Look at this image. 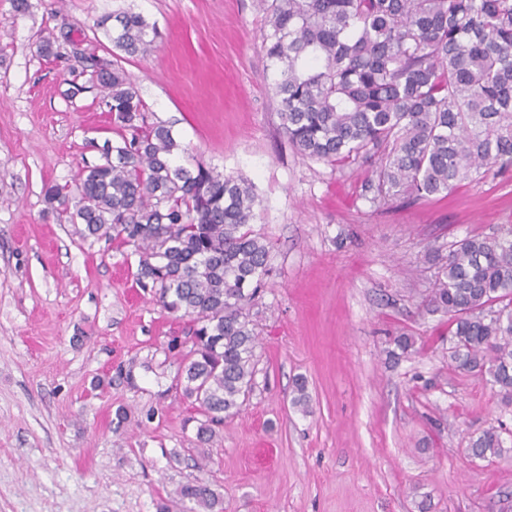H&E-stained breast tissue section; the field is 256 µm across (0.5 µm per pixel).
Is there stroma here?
<instances>
[{"label": "stroma", "instance_id": "obj_1", "mask_svg": "<svg viewBox=\"0 0 512 512\" xmlns=\"http://www.w3.org/2000/svg\"><path fill=\"white\" fill-rule=\"evenodd\" d=\"M123 10L158 32L149 59L120 58L149 121L181 164L254 184L270 246L249 308L255 386L210 447L176 388L182 321L136 284L130 248L81 240L43 196L116 137L99 89L70 90L81 53L113 54L97 19ZM265 28L257 0H39L24 16L0 0V512H183L193 447L224 512H512V459L468 451L491 427L512 446V398L455 367L448 318L426 308L454 241L512 224V185L489 174L443 200L372 204L369 168L289 146ZM63 30L80 54L40 56Z\"/></svg>", "mask_w": 512, "mask_h": 512}]
</instances>
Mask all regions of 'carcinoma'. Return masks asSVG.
Listing matches in <instances>:
<instances>
[{
  "label": "carcinoma",
  "mask_w": 512,
  "mask_h": 512,
  "mask_svg": "<svg viewBox=\"0 0 512 512\" xmlns=\"http://www.w3.org/2000/svg\"><path fill=\"white\" fill-rule=\"evenodd\" d=\"M266 59L289 144L318 161L371 168L372 202L446 197L472 174L512 173V0H257ZM112 46L150 57L155 28L132 11L101 16ZM118 131L76 191L47 183L57 219L84 240L133 248L135 280L187 320L183 398L211 445L254 387L257 336L248 307L269 275V242L251 228L258 197L244 178L176 163L170 128L148 122L118 61L84 56ZM448 316L450 360L512 394V226L451 244L428 300ZM477 458H506L500 432L471 441ZM177 496L224 512L202 478Z\"/></svg>",
  "instance_id": "1"
}]
</instances>
